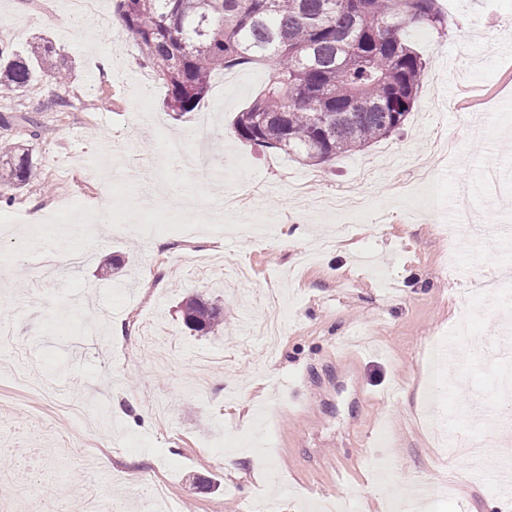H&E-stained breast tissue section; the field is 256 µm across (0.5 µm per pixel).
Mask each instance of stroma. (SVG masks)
I'll return each instance as SVG.
<instances>
[{"label":"stroma","mask_w":512,"mask_h":512,"mask_svg":"<svg viewBox=\"0 0 512 512\" xmlns=\"http://www.w3.org/2000/svg\"><path fill=\"white\" fill-rule=\"evenodd\" d=\"M440 4L445 31H405L427 67L402 128L311 166L233 133L269 66L215 72L196 115L179 119L125 30L72 16L68 0H0V41L48 37L68 73L0 98L1 114L38 119V138L13 123L0 141L28 145L44 175L0 204V323L13 331L0 340V505L154 512L157 481L171 512L258 499L271 512H383L416 498L421 479L436 490L428 512H512L480 480L482 459L449 462L426 425L449 412L467 431L475 410L503 414L497 367L440 368L427 350L466 320L481 333L512 323L477 286L512 250L473 241L512 226V0ZM191 125L206 131L209 168L186 171L198 207L183 216L154 174L170 167L161 143ZM305 180L317 195L367 198L369 220L307 211L292 191ZM229 187L249 202L225 209ZM105 192L110 223L91 218ZM62 199L91 227L20 226ZM35 238L84 257L40 279ZM108 257L118 270L99 274ZM269 292L285 322L273 348L250 329ZM189 297L218 302L223 325L190 330ZM145 322L168 339L166 363L141 349ZM15 446L40 449L41 466H17Z\"/></svg>","instance_id":"stroma-1"}]
</instances>
